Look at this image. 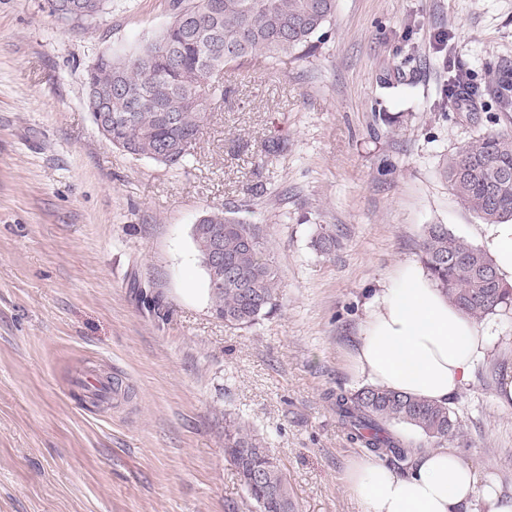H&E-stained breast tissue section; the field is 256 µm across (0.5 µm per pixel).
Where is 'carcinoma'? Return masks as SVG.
<instances>
[{
	"label": "carcinoma",
	"mask_w": 512,
	"mask_h": 512,
	"mask_svg": "<svg viewBox=\"0 0 512 512\" xmlns=\"http://www.w3.org/2000/svg\"><path fill=\"white\" fill-rule=\"evenodd\" d=\"M335 0H176L173 21L154 39L123 57L102 54L93 84L121 85L112 112L132 119L112 125V145L129 155L185 167L193 156L207 105L224 97V70L256 59L285 63L309 54L330 22ZM171 53L160 57L162 46ZM459 204L486 224L512 221V132L479 135L446 165ZM208 224L224 239V283L209 288L213 311L224 323L251 327L278 307L280 288L261 229L222 209ZM343 231L319 225L312 245L329 255ZM420 259L450 303L483 319L512 308V287L502 283L493 259L456 236L446 224L426 227ZM336 415L350 441L381 459L401 464L416 450L440 447L459 433L446 403L363 386L336 389ZM412 429L406 442L391 427ZM224 455L260 512H295L288 480L266 443L234 420L224 422Z\"/></svg>",
	"instance_id": "carcinoma-1"
}]
</instances>
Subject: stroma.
Returning <instances> with one entry per match:
<instances>
[{
  "label": "stroma",
  "mask_w": 512,
  "mask_h": 512,
  "mask_svg": "<svg viewBox=\"0 0 512 512\" xmlns=\"http://www.w3.org/2000/svg\"><path fill=\"white\" fill-rule=\"evenodd\" d=\"M173 15L174 0H106L67 24L48 0H0V512H256L228 419L267 442L297 512H363L344 482L362 451L329 394L354 389L365 303L427 225L482 245L443 171L512 130L494 99L448 101L430 44L447 33L488 84L512 69V0H336L309 57L225 74L183 169L113 148L85 106L95 59ZM216 208L267 234L280 307L251 327L213 313L191 228ZM321 224L343 229L328 256ZM483 323L449 444L512 497V312ZM86 368L117 383L111 401H79Z\"/></svg>",
  "instance_id": "stroma-1"
}]
</instances>
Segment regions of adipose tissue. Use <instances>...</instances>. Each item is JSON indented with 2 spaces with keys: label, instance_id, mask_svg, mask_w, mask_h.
Here are the masks:
<instances>
[{
  "label": "adipose tissue",
  "instance_id": "1",
  "mask_svg": "<svg viewBox=\"0 0 512 512\" xmlns=\"http://www.w3.org/2000/svg\"><path fill=\"white\" fill-rule=\"evenodd\" d=\"M484 243L503 282L512 285V222L490 224ZM490 344L487 329L449 303L421 261L406 260L366 303L358 343L348 358L354 379L445 402L464 389ZM364 512H512V498L465 463L456 449L416 453L405 475L369 456L346 473Z\"/></svg>",
  "mask_w": 512,
  "mask_h": 512
}]
</instances>
